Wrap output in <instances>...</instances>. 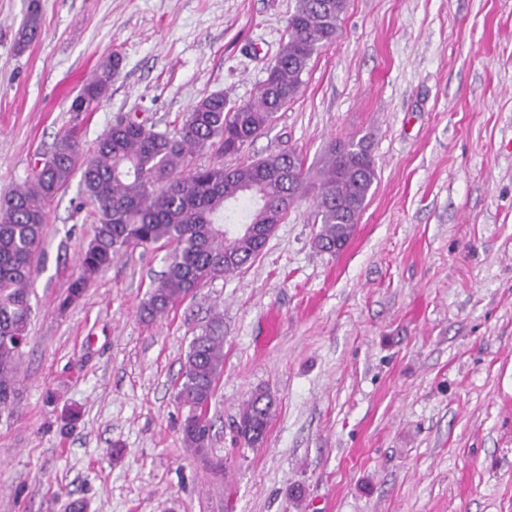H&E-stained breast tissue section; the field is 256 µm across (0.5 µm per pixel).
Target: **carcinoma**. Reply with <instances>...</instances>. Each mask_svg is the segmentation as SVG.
Listing matches in <instances>:
<instances>
[{
    "label": "carcinoma",
    "mask_w": 512,
    "mask_h": 512,
    "mask_svg": "<svg viewBox=\"0 0 512 512\" xmlns=\"http://www.w3.org/2000/svg\"><path fill=\"white\" fill-rule=\"evenodd\" d=\"M348 4L296 0L287 20L288 38L254 100L237 104L222 94L208 95L191 107L174 133L158 132L136 116L121 117L89 152L74 132L66 131L32 180L0 191V409L10 406L16 391L17 359L32 315L30 286L49 207L72 176L81 173L84 197L96 206L97 225L62 305L80 298L123 251L159 242L175 244V253L150 292L142 311L146 319L164 314L203 283L241 271L309 191L302 158L273 153L232 168L218 162L196 167L185 177L179 173L195 148L213 147L222 157L260 136L298 96L313 55L336 42ZM41 29V15L34 8L19 31L18 49L38 38ZM120 64L121 58L112 55L72 102L71 111L81 105L87 110L105 97ZM317 176L315 245L336 253L353 236L376 180L366 139L332 140ZM241 221L263 226L266 233L250 238L227 230ZM223 367L224 317L215 315L189 345L177 394L188 408L183 441L197 451L208 450V409ZM274 406L263 389L242 405L235 428L245 446L263 442Z\"/></svg>",
    "instance_id": "obj_1"
}]
</instances>
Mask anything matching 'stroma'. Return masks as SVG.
<instances>
[{
    "mask_svg": "<svg viewBox=\"0 0 512 512\" xmlns=\"http://www.w3.org/2000/svg\"><path fill=\"white\" fill-rule=\"evenodd\" d=\"M33 4L42 33L21 50ZM294 6L0 0V189L32 179L69 127L88 149L126 113L171 132L210 94L252 100ZM115 53L106 96L72 111ZM353 135L377 179L341 252L315 247L307 194L249 267L151 321L140 310L169 245L120 255L66 303L96 222L71 179L0 412V512H512V0H349L298 97L224 164L292 151L313 171ZM217 310L224 371L202 456L177 392ZM260 388L276 406L246 448L234 424Z\"/></svg>",
    "mask_w": 512,
    "mask_h": 512,
    "instance_id": "1",
    "label": "stroma"
}]
</instances>
